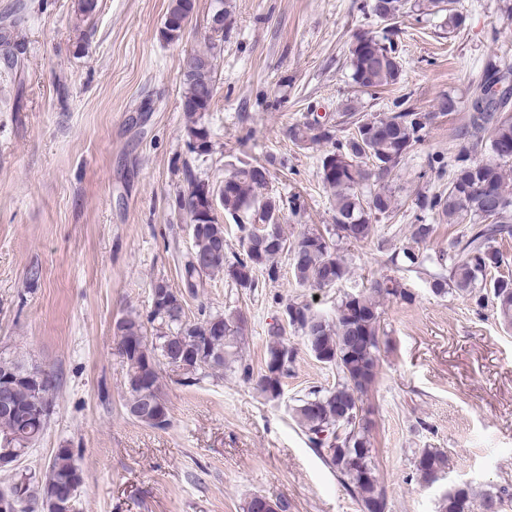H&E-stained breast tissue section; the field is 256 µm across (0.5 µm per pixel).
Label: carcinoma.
Returning a JSON list of instances; mask_svg holds the SVG:
<instances>
[{
  "label": "carcinoma",
  "instance_id": "1",
  "mask_svg": "<svg viewBox=\"0 0 512 512\" xmlns=\"http://www.w3.org/2000/svg\"><path fill=\"white\" fill-rule=\"evenodd\" d=\"M196 0H170L161 38L176 43L183 38V22L195 9ZM456 0H367L364 8L379 22L389 27L382 38L374 32L354 35L349 47V77L365 92L398 84L403 76V61L392 36L404 16H445L448 31L460 28L465 21L455 6ZM221 42H211L207 50L183 59L185 91L182 100L187 120L186 141L190 153L202 157L212 152L213 142L203 122L214 95V64ZM341 118L351 122L353 132L339 139L335 126L314 118L291 125L288 137L300 147L327 144L321 156L320 177L333 199V231L337 237L363 242L375 232L374 222L393 211L396 179L411 148L422 139L427 117L421 112L403 108L388 115L360 114L354 102L343 104ZM448 187L415 199L416 224L411 239L415 243L429 239L434 225L426 222L429 214L450 224H471L468 234L454 239L448 252L432 260L411 245H405L389 257L393 265L403 263L420 267L428 260L440 266L429 281L437 295L456 292L468 296L478 307L486 300L502 325L512 328V275L487 280L492 270L501 267L503 258L494 242L512 236V103H501V109L474 108L461 134ZM488 148L489 160L477 154ZM270 165L245 163L224 177L216 186L206 180L192 178L186 193L178 197V208L185 211L193 231V250L184 266L186 291L194 295L205 278L224 275L245 290L258 287L259 279L274 282L279 278L277 257L284 251L291 256L295 283L304 287L333 288L347 274V267L336 256L331 240L318 232H302L293 240L285 233L273 238L264 234L266 224H281L284 210L295 214L297 197L289 199L268 192ZM233 218L243 236L241 251L228 254L226 228L220 222L215 206ZM489 284H484V281ZM153 291L171 298L146 316L128 313L115 323L114 338L128 348L126 408L136 421L152 426L138 416V410L153 401L165 402L159 365H172L173 348L183 337L196 342L202 354L199 369H224L225 355L237 347L244 336L246 320L237 310L210 315L200 322L185 320L179 305L183 296L173 293L164 282ZM393 297L412 300V294L396 278L377 279L369 293L347 294L336 307L334 318L314 312L309 305L289 301L283 305L288 313V329L279 323L268 324L263 367L254 373L248 364L240 365L244 381L255 385L264 397L275 401L297 356L287 332L303 340L306 350L318 362L336 370V383L331 387L315 386L296 399L292 416L305 435L309 447L342 479L347 489L365 507V512H385L386 493L371 464L366 439L369 421L361 406L362 396L374 385L379 366L380 299ZM155 334L148 335V329ZM47 421L35 424L24 413L0 404V439L13 435L27 444L28 450L40 440ZM446 452L439 448H423L415 460L420 481L432 483L448 468ZM65 485L82 472L70 448H58L48 465ZM24 486L23 503L38 502L45 494L32 474H22L11 487ZM512 493L503 488L488 493L483 499L484 512H502ZM473 491L459 485L444 496L439 512H472Z\"/></svg>",
  "mask_w": 512,
  "mask_h": 512
}]
</instances>
